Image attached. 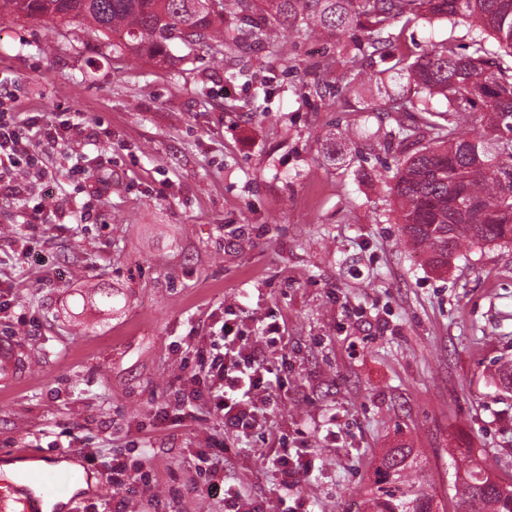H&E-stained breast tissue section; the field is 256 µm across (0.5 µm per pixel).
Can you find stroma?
<instances>
[{
  "mask_svg": "<svg viewBox=\"0 0 512 512\" xmlns=\"http://www.w3.org/2000/svg\"><path fill=\"white\" fill-rule=\"evenodd\" d=\"M393 32L415 56L473 34L462 20ZM330 48L294 33L287 56L242 47L219 62L175 42L158 63L113 54L79 23L0 19V79L19 111L79 112L112 133L79 160L37 144L50 223L0 199V285L16 303L0 337L36 358L0 394V464L24 448L102 474L122 453L149 474L126 491L102 478L68 491L63 512H224L192 490L222 418L201 406L164 426L155 412L228 307L246 335L286 329L268 353L288 367L266 429L314 459L289 491L309 512H357L383 450L404 442L446 512L463 450L512 481V391L498 377L512 362V244L468 246L444 272L404 246L385 187L399 155L366 109L383 83L359 87L351 111L322 105L315 89L335 77L311 65ZM273 455L258 433L231 445L225 481L268 497Z\"/></svg>",
  "mask_w": 512,
  "mask_h": 512,
  "instance_id": "1",
  "label": "stroma"
}]
</instances>
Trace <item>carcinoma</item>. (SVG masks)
I'll use <instances>...</instances> for the list:
<instances>
[{
    "label": "carcinoma",
    "instance_id": "obj_1",
    "mask_svg": "<svg viewBox=\"0 0 512 512\" xmlns=\"http://www.w3.org/2000/svg\"><path fill=\"white\" fill-rule=\"evenodd\" d=\"M81 20L119 31V54L166 57L169 43L206 44L216 54L252 42L280 52L275 29L329 37L350 23L365 41L343 45L317 63L336 72V101L383 74L413 96L391 95L373 111L396 126L387 135L404 155L388 191L399 205L405 244L436 271L468 244L512 243V0H0V15ZM477 29L465 51L450 39L411 55L391 26L457 18ZM492 35L502 53L486 46ZM442 97L446 109L431 100ZM405 444L384 451L362 512H440ZM456 512H512V486L469 460L454 481Z\"/></svg>",
    "mask_w": 512,
    "mask_h": 512
}]
</instances>
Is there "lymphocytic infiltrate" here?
<instances>
[{
  "mask_svg": "<svg viewBox=\"0 0 512 512\" xmlns=\"http://www.w3.org/2000/svg\"><path fill=\"white\" fill-rule=\"evenodd\" d=\"M15 94L0 88V197L21 202L32 224L45 223V209L34 187L48 176L34 148L35 142L48 146L90 136V125L77 112L67 113L55 125L42 124L40 116L18 120ZM283 328L269 323L261 335H245L232 319L211 328L204 346L197 350V370L186 374L174 405L160 408L157 420L181 424L195 417L197 406L221 416L224 435L235 440L263 429L267 410L282 385L281 366L271 364L266 352L283 343ZM224 446L216 444L199 453L195 469L203 479L207 495L223 494L224 512H267L268 500L250 496L242 487L225 484L221 474Z\"/></svg>",
  "mask_w": 512,
  "mask_h": 512,
  "instance_id": "obj_1",
  "label": "lymphocytic infiltrate"
}]
</instances>
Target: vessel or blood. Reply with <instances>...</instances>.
Wrapping results in <instances>:
<instances>
[{
  "label": "vessel or blood",
  "mask_w": 512,
  "mask_h": 512,
  "mask_svg": "<svg viewBox=\"0 0 512 512\" xmlns=\"http://www.w3.org/2000/svg\"><path fill=\"white\" fill-rule=\"evenodd\" d=\"M32 365L30 348L14 338L0 339V390L12 389L27 378ZM92 469L78 474L59 469H41L25 478L26 488L0 495V512H44L45 498L56 496L62 486L91 478Z\"/></svg>",
  "instance_id": "obj_1"
}]
</instances>
